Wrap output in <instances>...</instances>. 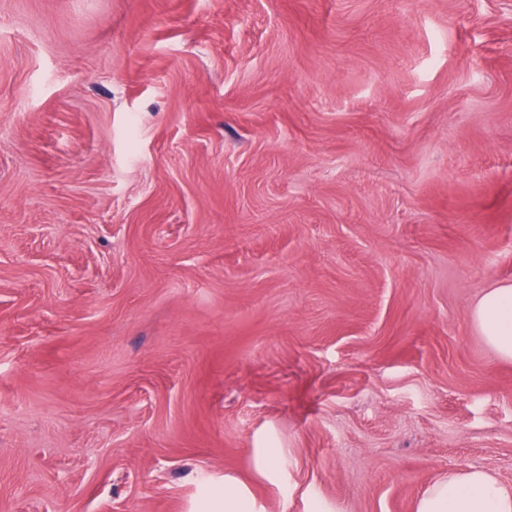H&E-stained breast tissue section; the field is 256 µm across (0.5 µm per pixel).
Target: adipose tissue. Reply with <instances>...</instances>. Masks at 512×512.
Wrapping results in <instances>:
<instances>
[{"label": "adipose tissue", "instance_id": "adipose-tissue-1", "mask_svg": "<svg viewBox=\"0 0 512 512\" xmlns=\"http://www.w3.org/2000/svg\"><path fill=\"white\" fill-rule=\"evenodd\" d=\"M472 319L499 356L512 360V284L489 289ZM416 512H512V485L481 468L451 469L422 493Z\"/></svg>", "mask_w": 512, "mask_h": 512}]
</instances>
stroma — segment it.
<instances>
[{
  "mask_svg": "<svg viewBox=\"0 0 512 512\" xmlns=\"http://www.w3.org/2000/svg\"><path fill=\"white\" fill-rule=\"evenodd\" d=\"M504 282L512 0H0V512L512 484ZM472 319L499 356L512 360V284L489 289L476 303Z\"/></svg>",
  "mask_w": 512,
  "mask_h": 512,
  "instance_id": "stroma-1",
  "label": "stroma"
}]
</instances>
